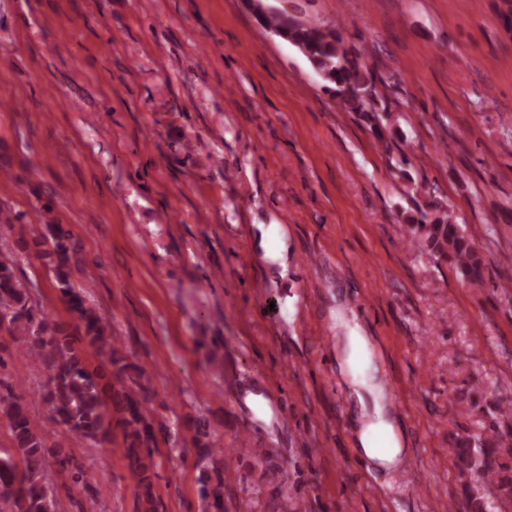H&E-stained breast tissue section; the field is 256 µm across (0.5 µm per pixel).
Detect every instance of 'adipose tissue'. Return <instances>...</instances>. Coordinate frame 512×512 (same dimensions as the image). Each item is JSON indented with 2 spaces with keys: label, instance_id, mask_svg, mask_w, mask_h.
<instances>
[{
  "label": "adipose tissue",
  "instance_id": "obj_1",
  "mask_svg": "<svg viewBox=\"0 0 512 512\" xmlns=\"http://www.w3.org/2000/svg\"><path fill=\"white\" fill-rule=\"evenodd\" d=\"M348 354L340 362L345 374L351 375L352 394L358 404L372 403L373 416L364 421L359 429L357 441L358 452L371 460L376 466L393 465L399 455L404 452L403 440L390 420L387 418L383 403L384 394L380 385L373 379L355 378L354 362L356 359H370L371 352L368 342L363 336H350L346 339Z\"/></svg>",
  "mask_w": 512,
  "mask_h": 512
}]
</instances>
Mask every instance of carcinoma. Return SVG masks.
Returning <instances> with one entry per match:
<instances>
[{
    "mask_svg": "<svg viewBox=\"0 0 512 512\" xmlns=\"http://www.w3.org/2000/svg\"><path fill=\"white\" fill-rule=\"evenodd\" d=\"M259 21L280 38L306 49V58L321 78L332 85L338 97L374 100L377 74H363L348 58L341 37L322 22L298 20L270 12ZM409 238L424 241L435 255L455 264L470 282L483 281L484 259L471 239L462 234L450 216L411 225ZM40 253L54 259L53 277L68 310L76 317V330L91 347H112L107 326L89 306L83 289L70 281L67 269L71 233L60 224L47 225L38 242ZM0 330L28 346L31 356L49 363L56 374L42 398L51 404L56 422L70 434L90 440L111 436L112 414L122 415L129 471L135 485L144 491L146 502L154 503L152 476L155 449L146 405L128 393L109 392L97 370L90 369L84 354L72 341V333L30 301L28 289L18 281L13 261L0 255ZM0 419L7 421L13 446L0 449V512H57L53 494L44 482L51 453L43 436L31 426L23 399L11 390L0 393ZM512 443V428H492L486 438L459 442L463 448L476 445L497 448Z\"/></svg>",
    "mask_w": 512,
    "mask_h": 512,
    "instance_id": "cac0c4a2",
    "label": "carcinoma"
}]
</instances>
